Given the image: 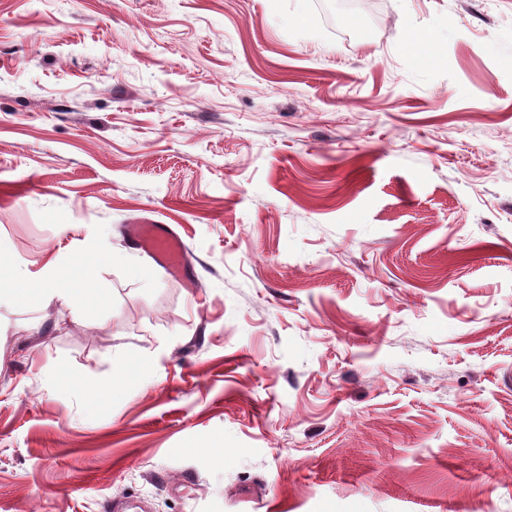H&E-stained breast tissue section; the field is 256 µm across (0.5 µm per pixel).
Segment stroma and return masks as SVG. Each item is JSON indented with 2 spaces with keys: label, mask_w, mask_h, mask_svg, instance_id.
Returning <instances> with one entry per match:
<instances>
[{
  "label": "stroma",
  "mask_w": 512,
  "mask_h": 512,
  "mask_svg": "<svg viewBox=\"0 0 512 512\" xmlns=\"http://www.w3.org/2000/svg\"><path fill=\"white\" fill-rule=\"evenodd\" d=\"M360 2L0 0V512H512V0ZM134 221L129 225L130 236L150 251L166 267L182 270L184 243L165 224ZM120 261V256L99 252L68 263V275L62 277L57 267H48L36 279H17L9 288L0 289L1 302H41L49 303L55 298H63L75 305L77 320L86 317L85 303L91 291L85 288L84 272L90 262Z\"/></svg>",
  "instance_id": "1"
}]
</instances>
